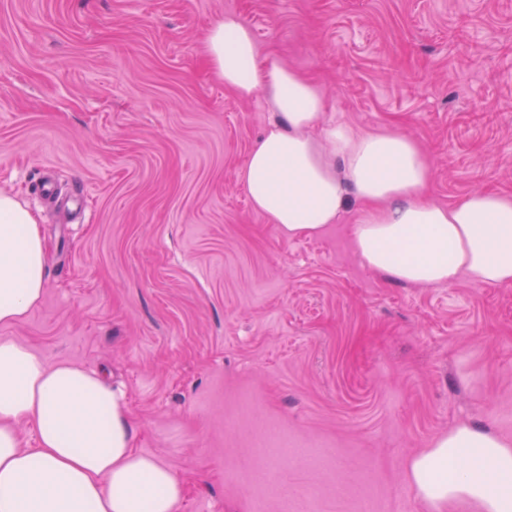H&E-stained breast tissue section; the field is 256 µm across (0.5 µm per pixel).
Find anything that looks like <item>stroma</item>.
Returning a JSON list of instances; mask_svg holds the SVG:
<instances>
[{
  "label": "stroma",
  "instance_id": "stroma-1",
  "mask_svg": "<svg viewBox=\"0 0 512 512\" xmlns=\"http://www.w3.org/2000/svg\"><path fill=\"white\" fill-rule=\"evenodd\" d=\"M227 12L328 119L422 142L433 201L512 193V0H0V192L47 253L0 337L106 372L179 512H430L406 467L431 440L512 439V284L393 283L349 222L289 239L254 210L271 112L205 62Z\"/></svg>",
  "mask_w": 512,
  "mask_h": 512
}]
</instances>
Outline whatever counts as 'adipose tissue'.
Wrapping results in <instances>:
<instances>
[{
    "label": "adipose tissue",
    "instance_id": "ef3b65f1",
    "mask_svg": "<svg viewBox=\"0 0 512 512\" xmlns=\"http://www.w3.org/2000/svg\"><path fill=\"white\" fill-rule=\"evenodd\" d=\"M206 49L227 88L267 98L273 120L241 179L283 235L317 237L349 213L358 259L391 282L512 284V193L479 190L451 205L427 199L432 168L421 142L326 122L320 86L261 54L236 14L210 27ZM44 286L37 220L0 193V323L23 320ZM22 421L33 425L36 447H22ZM134 440L123 394L103 375L0 338V512H177L181 479ZM407 474L432 512L457 502L512 512V442L473 424L436 438Z\"/></svg>",
    "mask_w": 512,
    "mask_h": 512
}]
</instances>
